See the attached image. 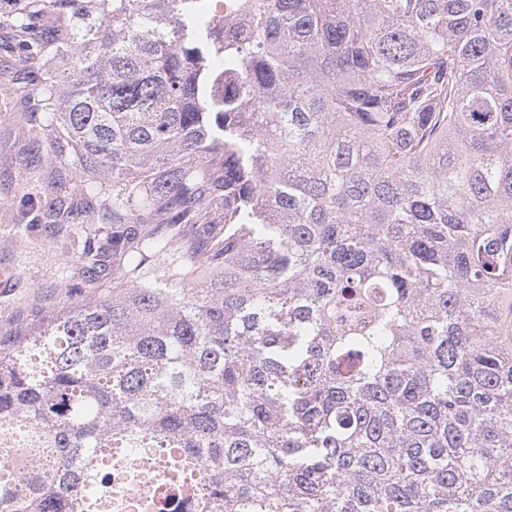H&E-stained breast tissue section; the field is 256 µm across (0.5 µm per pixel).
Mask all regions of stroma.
Returning a JSON list of instances; mask_svg holds the SVG:
<instances>
[{"label":"stroma","instance_id":"1","mask_svg":"<svg viewBox=\"0 0 512 512\" xmlns=\"http://www.w3.org/2000/svg\"><path fill=\"white\" fill-rule=\"evenodd\" d=\"M38 134L42 158L33 165L23 163V152L31 134ZM60 130L47 115L30 117L15 108L0 112V329L35 326L51 314L90 301L102 300L112 292V273L100 277L74 275L63 279L86 238L85 232L47 237L41 219L50 195L54 168H65L77 205L92 204L103 209L105 196L89 198L82 187L90 172L73 165L70 156H57Z\"/></svg>","mask_w":512,"mask_h":512}]
</instances>
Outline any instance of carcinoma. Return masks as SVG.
I'll return each instance as SVG.
<instances>
[{
    "mask_svg": "<svg viewBox=\"0 0 512 512\" xmlns=\"http://www.w3.org/2000/svg\"><path fill=\"white\" fill-rule=\"evenodd\" d=\"M15 2L129 287L0 336V512H512V0Z\"/></svg>",
    "mask_w": 512,
    "mask_h": 512,
    "instance_id": "cac0c4a2",
    "label": "carcinoma"
}]
</instances>
